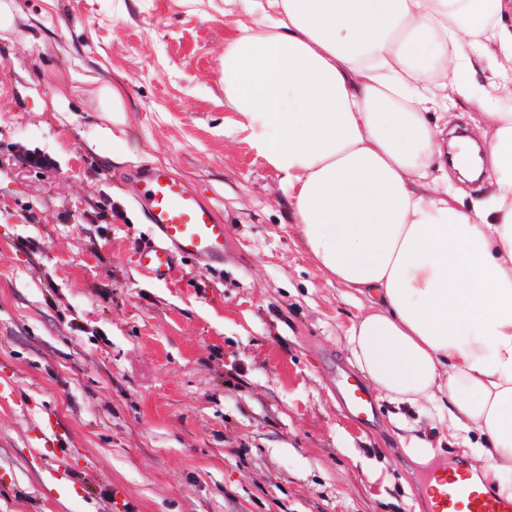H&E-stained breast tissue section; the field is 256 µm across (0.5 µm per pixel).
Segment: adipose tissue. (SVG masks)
Segmentation results:
<instances>
[{
	"mask_svg": "<svg viewBox=\"0 0 512 512\" xmlns=\"http://www.w3.org/2000/svg\"><path fill=\"white\" fill-rule=\"evenodd\" d=\"M225 122L277 173L328 278L366 298L347 344L381 397L436 405L512 498V0H224ZM487 62V85L472 82ZM494 127L493 192L435 174L437 102ZM450 112L458 115L460 118L453 119L449 125V129L454 127L456 124L463 123L466 128V133L473 136L472 128L474 127V124L484 126L483 116L479 113L483 111L480 110L472 101L460 98L457 100L456 107ZM469 116L472 119H469Z\"/></svg>",
	"mask_w": 512,
	"mask_h": 512,
	"instance_id": "adipose-tissue-1",
	"label": "adipose tissue"
}]
</instances>
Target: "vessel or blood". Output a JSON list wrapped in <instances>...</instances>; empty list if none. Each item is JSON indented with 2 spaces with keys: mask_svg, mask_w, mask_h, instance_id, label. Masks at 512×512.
Instances as JSON below:
<instances>
[{
  "mask_svg": "<svg viewBox=\"0 0 512 512\" xmlns=\"http://www.w3.org/2000/svg\"><path fill=\"white\" fill-rule=\"evenodd\" d=\"M132 178L138 187L137 204L153 237L138 246L142 269L160 280L170 279L181 258L206 265L224 261L225 226L219 223L215 210L200 194L176 180L161 165L137 168ZM346 406L367 415L373 405L360 384L346 383L341 391ZM431 512H456L459 504H467L470 512H512V500L496 499L476 492L465 480L449 473H431Z\"/></svg>",
  "mask_w": 512,
  "mask_h": 512,
  "instance_id": "1",
  "label": "vessel or blood"
}]
</instances>
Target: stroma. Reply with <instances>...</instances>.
Instances as JSON below:
<instances>
[{"label":"stroma","mask_w":512,"mask_h":512,"mask_svg":"<svg viewBox=\"0 0 512 512\" xmlns=\"http://www.w3.org/2000/svg\"><path fill=\"white\" fill-rule=\"evenodd\" d=\"M4 2L0 512H427L425 469L472 459L433 411L374 391L365 421L341 401L362 309L224 126V0ZM98 79L122 85L125 111L105 110ZM154 163L226 224L223 266L139 267L151 228L124 173ZM47 415L61 447L42 445Z\"/></svg>","instance_id":"stroma-1"}]
</instances>
